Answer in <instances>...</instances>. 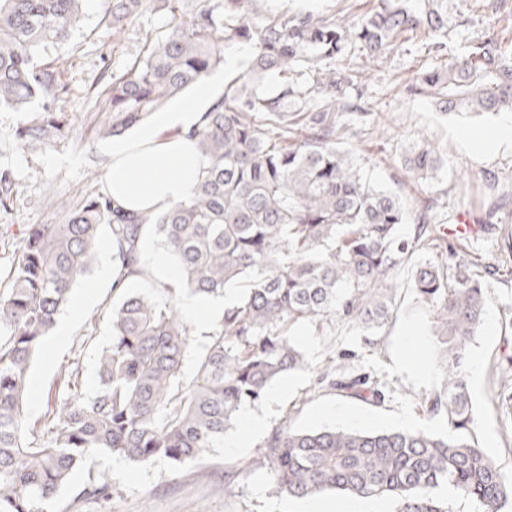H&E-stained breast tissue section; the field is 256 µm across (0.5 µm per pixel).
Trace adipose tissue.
Wrapping results in <instances>:
<instances>
[{"instance_id": "1", "label": "adipose tissue", "mask_w": 512, "mask_h": 512, "mask_svg": "<svg viewBox=\"0 0 512 512\" xmlns=\"http://www.w3.org/2000/svg\"><path fill=\"white\" fill-rule=\"evenodd\" d=\"M223 91V78H204L191 98L173 103L148 125L113 140L107 189L118 206L154 213L189 195L199 173L189 135ZM460 138L480 154L512 149V116H502L489 130H463Z\"/></svg>"}]
</instances>
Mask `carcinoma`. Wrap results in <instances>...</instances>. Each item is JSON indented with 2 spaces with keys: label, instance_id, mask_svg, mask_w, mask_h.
I'll list each match as a JSON object with an SVG mask.
<instances>
[{
  "label": "carcinoma",
  "instance_id": "carcinoma-1",
  "mask_svg": "<svg viewBox=\"0 0 512 512\" xmlns=\"http://www.w3.org/2000/svg\"><path fill=\"white\" fill-rule=\"evenodd\" d=\"M87 0H0V107L26 113V149H41L70 129L55 107L58 70L42 61L68 41ZM255 0H107L112 28L122 30L153 9L169 18L124 72L112 74L97 136L140 126L165 103L224 66L230 39L252 47L247 72L192 132L202 168L191 193L155 214H126L106 195L67 204L64 224H33L0 296V512H43L87 456L108 452L147 469L179 466L214 447L240 410L261 403L275 381L310 376V389L374 404L386 399L369 374L344 363L314 368L299 346L303 325L321 330L355 323L370 333L393 317L396 271L441 238L436 197L409 216L403 197L367 181L340 146L354 129L374 126L348 88L362 82L355 59L380 65L398 43L425 49L441 64L405 86L444 114L512 112V27L499 18L486 35L448 44V0H374L340 20L319 11L265 19ZM309 64L311 86L290 77ZM402 165L432 180L448 165L443 145L416 139ZM495 199L469 212L473 223L500 224L512 211V185L501 172L473 175ZM414 224L410 237L398 233ZM110 229L113 288L152 276L141 261L144 238L157 240L180 272L179 287L126 293L112 306V336L97 351L99 387L85 393L78 363L59 376L56 406L30 428L23 407L31 363L71 289L97 263L102 226ZM508 263L482 268L458 247L415 265L412 288L435 320L444 358L441 388L421 411L445 421L441 433L414 428L357 431L274 426L243 466L270 475L290 498L327 492L391 498L395 512H453L438 494L449 489L474 512H512V473L484 452L464 365L487 311L488 279ZM235 298L195 337L179 298ZM80 496L112 500V484L89 478Z\"/></svg>",
  "mask_w": 512,
  "mask_h": 512
}]
</instances>
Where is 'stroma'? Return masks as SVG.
I'll use <instances>...</instances> for the list:
<instances>
[{
  "instance_id": "stroma-1",
  "label": "stroma",
  "mask_w": 512,
  "mask_h": 512,
  "mask_svg": "<svg viewBox=\"0 0 512 512\" xmlns=\"http://www.w3.org/2000/svg\"><path fill=\"white\" fill-rule=\"evenodd\" d=\"M370 0H258L256 7L265 16L320 9L339 16L366 10ZM512 13V0H448V39L463 44L481 39L484 18L492 10ZM106 0H89L79 27L70 39L49 49L46 58L59 71L63 93L56 102L67 112L71 124L68 138L52 142L41 150L21 148L17 132L22 113L0 108V172H8L12 192L0 206V293L11 283L14 267L23 252L24 233L31 224H62L64 212L56 203L64 200L79 205L86 198L107 191L108 160L112 142L98 138L96 130L105 109L104 84L111 73L124 71L142 55L146 41L163 32L164 12L144 13L123 33L113 32L105 16ZM428 55L414 56L406 47L392 50L385 62L369 68L361 86L362 102L374 112L376 131L361 130L346 136L347 146L371 182L398 186L407 206L419 197L443 195L450 224H457L459 213L455 174L471 175L481 170L502 171L512 176V150L494 155L469 152L456 138L462 128L496 125L492 116H443L428 99H408L399 88L409 81ZM417 138L439 141L448 153V170L441 180L417 184L407 178L402 153ZM412 267L398 270L401 288L397 293L392 321L378 335H366L351 323H336L326 333L308 329L299 342L309 361L316 366L351 353V367L385 382L390 394L382 405L329 392H314L303 377L279 380L283 393L278 401L264 400L256 405L269 425L290 421L296 428L346 426L335 416L341 408L357 415L359 430L397 428L403 425L432 431L442 430V422L424 415L419 403L440 387L443 374L438 366L436 338L429 332L430 313L422 306L412 287ZM489 308L481 332L471 344L467 360L479 366L478 377L468 387L474 410L479 415L476 431L480 447L512 473V428L501 423L497 395L500 386L494 364L501 339L500 312L512 304V278L493 283L487 290ZM72 299L86 298L85 312L65 336L49 334L29 373L28 397L24 405L26 421L39 428L53 405L49 394L61 370L78 362L84 389L98 387L96 353L111 338L110 308L120 293L111 282L100 280L98 270L74 286ZM428 357L433 370L424 376L419 360ZM258 440L245 448L216 445L197 460L172 467L160 463L140 469L107 453L94 455L86 470L73 474L48 512H303L305 502L276 493L266 474H241L238 468L258 450ZM237 472L233 486L225 476ZM104 477L113 484L108 504L79 498L87 473Z\"/></svg>"
}]
</instances>
